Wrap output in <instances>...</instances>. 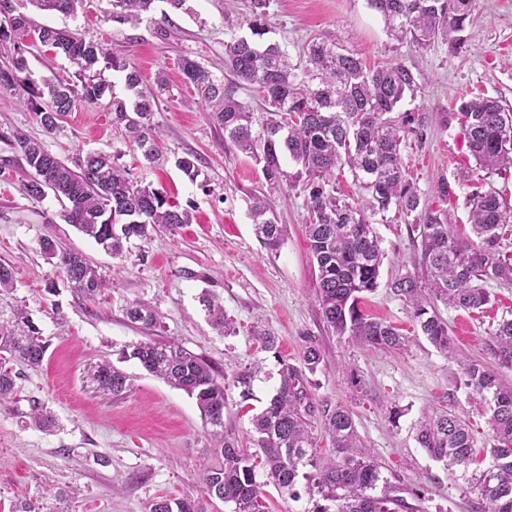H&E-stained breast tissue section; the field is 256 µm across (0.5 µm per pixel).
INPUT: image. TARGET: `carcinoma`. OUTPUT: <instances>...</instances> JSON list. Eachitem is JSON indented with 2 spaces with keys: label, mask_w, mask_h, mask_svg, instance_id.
<instances>
[{
  "label": "carcinoma",
  "mask_w": 512,
  "mask_h": 512,
  "mask_svg": "<svg viewBox=\"0 0 512 512\" xmlns=\"http://www.w3.org/2000/svg\"><path fill=\"white\" fill-rule=\"evenodd\" d=\"M38 9L76 15L86 0H30ZM112 18L120 23H140L154 11L157 0H108ZM397 41L408 40L419 48L441 38L455 47L474 20L479 0H367ZM270 0H250L249 14L224 13V68L227 83L216 81L198 62L184 57L181 71L198 95V104L210 109L212 120L224 129V143L250 157L261 167L273 191L302 185L308 191L306 232L309 250L317 265L316 295L327 326L339 336L386 350H400L406 339L389 323L362 312V294L378 287L384 258L373 221L390 208L409 218L421 247L428 283L406 273L390 283L392 293L407 307L421 333L446 352L453 340L448 322L435 309L438 300L463 310L486 305L490 293L485 284H512V257L501 241L512 224V208L494 190L472 191L466 199L474 238L465 240L448 224V210L457 200L454 187L441 178L434 186L439 204L423 201L405 174L401 145L414 136L423 137L425 121L411 113L395 115L405 96L420 90L414 67L397 61L376 69L367 68L358 54L327 38H313L303 47L305 70L297 73L288 53L277 43L261 42L268 33ZM11 0H0V89L19 85V74L28 62L21 49L12 46V33L28 31L42 46L63 53L76 67V81L57 76L26 90L25 103L43 130L52 134L79 101L93 103L104 86L93 82L91 72L102 65L122 75L124 86L135 96L132 103L112 96V123L125 131V140L142 151L146 161L158 150L152 124L155 99L139 90L137 69L123 57L107 53L95 41L67 28H32L22 15H12ZM81 85H76V82ZM253 87L263 101L264 119L254 128L253 112L236 97ZM457 122L476 168L487 173L512 169V109L495 97L479 96L441 113V122ZM28 168L22 183L24 194L40 200L53 194L66 223L114 256L124 253L131 239L148 240L157 227L191 223V214L167 196L131 178L119 163L120 155L90 152L72 169L42 143L21 132L1 134ZM288 156L298 169H283ZM347 165L362 194L347 202L336 196V168ZM250 217L265 248L280 247L287 227L277 222L259 196L252 198ZM41 250L57 260L70 288L94 298L106 280L81 253L59 248L49 238ZM203 305L213 325L226 328L224 307L206 296ZM132 323L146 328L159 322L158 313L136 301L126 308ZM123 359H135L149 373L165 380L196 400L210 433L215 459L202 472L204 493L232 504V512H265L260 468L268 482L292 496L299 480L311 495L335 508L316 506L313 512H399L408 508L404 488L391 481L383 465L370 453L357 450L352 414L344 407L325 415L323 427L335 457L323 461L309 452L312 447L310 419L314 406L307 392V374L315 373L322 355L315 342L306 341L303 365L281 363L279 386L268 406L253 419L250 453L224 432V383L216 370L172 340L140 341L130 345ZM47 344L33 321L19 312L0 318V407L14 401L18 374L6 367L15 361L29 367L40 365ZM497 365L512 370V319L502 321L493 336ZM89 374L104 393L118 396L129 386L128 376L104 360ZM464 386L476 395L475 404L488 415L487 465L471 474L470 489L482 501L481 512H512V384L479 361L463 366ZM32 422L43 429L55 424L53 415L34 400ZM416 442L448 471H468L477 453L467 422L447 411L425 412L416 428ZM150 512H206L201 501L167 499L152 504Z\"/></svg>",
  "instance_id": "1"
}]
</instances>
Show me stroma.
Returning <instances> with one entry per match:
<instances>
[{
	"label": "stroma",
	"instance_id": "obj_1",
	"mask_svg": "<svg viewBox=\"0 0 512 512\" xmlns=\"http://www.w3.org/2000/svg\"><path fill=\"white\" fill-rule=\"evenodd\" d=\"M13 5L31 24L76 30L138 69L144 88L159 92L152 122L161 158L146 162L113 125L110 103L126 91L121 76L109 69L98 76L106 94L96 103L78 104L52 134L44 132L22 92L0 90V135L21 131L69 164L90 152L120 153L135 181L167 194L190 211L192 221L160 229L149 240H131L122 256H112L62 219L54 197L25 196V163L0 138V159L10 162L0 173V263L15 271L14 288L4 301L25 311L48 344L39 367H21L18 402L0 408V512H11L20 500L34 503L38 512H149L150 503L161 499H203L207 512H231L230 505L204 497L201 470L214 454L195 399L119 355L139 341L173 338L208 361L224 377V429L244 445L252 418L279 385L281 362L300 364L309 336L323 355L308 377L317 410L311 421L313 454L322 460L332 456L323 415L347 406L364 451L401 481L409 505L419 512H479L466 474L448 472L433 460L416 442L414 427L424 411H452L470 422L475 449L487 447V416L473 406L462 366L471 360L495 366L492 336L502 318L512 319V285L488 283L490 301L478 309L437 302L455 347L453 355L440 352L389 288L395 276L425 273L414 232L392 209L373 224L385 258L379 286L361 306L399 328L408 343L393 352L336 335L324 324L316 298V267L305 236L306 191L296 186L268 193L251 158L221 149L223 129L196 104L180 70L187 57L224 79V0H186L180 10L166 9L158 0L157 10L168 13L161 27L150 20L117 23L107 0H91L74 18L38 10L29 0ZM479 6L478 20L456 51L443 40L423 49L391 40L367 0H271L269 38L297 66L305 43L321 37L355 51L371 67L397 61L415 67L421 89L403 108L420 110L428 124L423 139H408L401 153L408 179L431 203L439 178L454 179L474 164L462 129L442 125V112L480 93L512 107V0H480ZM12 40L28 61L27 83L40 84L51 71L72 77L74 68L64 55H51L19 34ZM186 156L199 167L196 180L176 166ZM262 193L288 227L275 251L260 243L249 214L252 195ZM45 238L85 255L107 288L89 300L62 284L60 269L40 249ZM52 280L53 295L45 291ZM207 293L223 304L228 331L211 326L201 304ZM137 300L158 311L157 326L127 319L126 306ZM259 323L276 336L275 349L253 340L251 328ZM104 359L119 362L128 375L122 395L101 393L87 377V368ZM244 372L252 375L246 389L236 381ZM31 397L54 413V431L30 424Z\"/></svg>",
	"mask_w": 512,
	"mask_h": 512
}]
</instances>
